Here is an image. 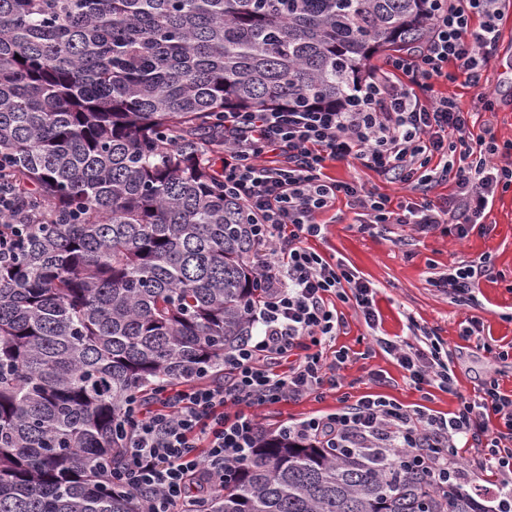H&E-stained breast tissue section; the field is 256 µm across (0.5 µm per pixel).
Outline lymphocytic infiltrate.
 Returning <instances> with one entry per match:
<instances>
[{
	"label": "lymphocytic infiltrate",
	"instance_id": "1",
	"mask_svg": "<svg viewBox=\"0 0 512 512\" xmlns=\"http://www.w3.org/2000/svg\"><path fill=\"white\" fill-rule=\"evenodd\" d=\"M505 2L436 0L424 46L369 73L351 103L225 113L224 195L243 206L254 236L267 244L254 257L267 295L251 317L256 336L224 354L226 383L198 373L125 400L116 418L124 462L112 484L138 494L142 512H192L196 499L223 491L225 467L245 462L259 409L321 399L340 386L349 352L329 359L323 352L344 325L337 306L349 305L370 326L377 312L369 282L310 245L324 237L321 217L338 199H346L363 233L384 234L394 224L421 235L444 226L460 240L487 232L490 199L512 188V143H499L488 122L473 135L471 111L434 84L464 79L477 90L474 109L494 111L489 69ZM421 88L427 98L418 96ZM336 161L357 162L422 198L396 204L357 181L332 178L326 168ZM447 181L455 190L443 202L425 198L428 187ZM493 273L487 253L449 265L429 283L464 306ZM412 331L423 347L383 337L375 344L414 385L455 392L450 350L426 327L416 323ZM372 381L374 392L291 422L285 433L324 448L404 452L438 482L452 462L463 482L490 473L494 512H512V393L496 378H485L477 399H460L445 417L379 393L382 374Z\"/></svg>",
	"mask_w": 512,
	"mask_h": 512
}]
</instances>
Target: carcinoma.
Wrapping results in <instances>:
<instances>
[{
	"label": "carcinoma",
	"mask_w": 512,
	"mask_h": 512,
	"mask_svg": "<svg viewBox=\"0 0 512 512\" xmlns=\"http://www.w3.org/2000/svg\"><path fill=\"white\" fill-rule=\"evenodd\" d=\"M428 0H0V512H139L112 487L132 393L251 336L264 294L224 198V113L350 100L427 39ZM403 456L261 429L198 512H486Z\"/></svg>",
	"instance_id": "obj_1"
}]
</instances>
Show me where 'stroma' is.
<instances>
[{
	"label": "stroma",
	"mask_w": 512,
	"mask_h": 512,
	"mask_svg": "<svg viewBox=\"0 0 512 512\" xmlns=\"http://www.w3.org/2000/svg\"><path fill=\"white\" fill-rule=\"evenodd\" d=\"M327 173L339 180H357L396 202L404 195L399 185L357 163L336 162L330 164ZM324 220L328 233L317 242V249L342 260L373 284L378 327L369 329L353 309H345L346 326L335 340L336 346L350 351L342 372L343 386L320 400L305 398L267 405L259 411L262 426L277 431L287 421L340 406L342 398L353 401L373 392L377 388L369 377L378 370L387 382L377 390L405 406L423 405L438 415L454 410L459 397H475L486 376L497 378L503 391L512 390V357L504 361L495 357L496 352L512 350V190L495 196L488 215L489 232L472 233L461 242L440 231L422 238L405 225L394 226L388 236L359 233L355 214L342 201ZM486 253L491 254L497 275L481 280L475 290L476 304L455 305L446 294L430 286L434 272ZM472 320L482 323V331L463 337V329ZM415 322L458 351L456 393L436 388L420 391L396 360L382 350H369L368 344L376 334L412 340L411 325ZM487 342L492 345L488 351L483 348Z\"/></svg>",
	"instance_id": "stroma-1"
}]
</instances>
